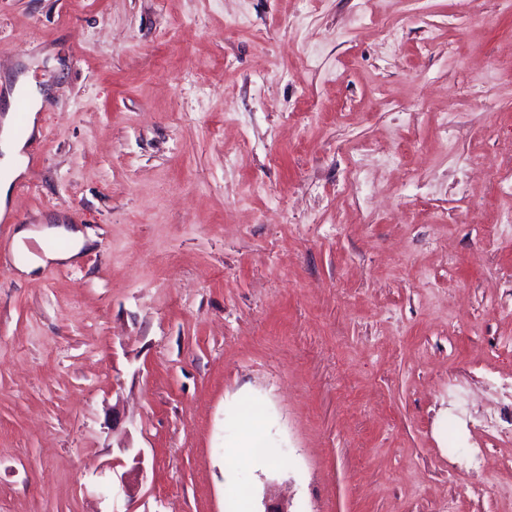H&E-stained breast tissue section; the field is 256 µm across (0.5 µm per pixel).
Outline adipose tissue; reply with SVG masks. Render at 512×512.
I'll use <instances>...</instances> for the list:
<instances>
[{"label": "adipose tissue", "mask_w": 512, "mask_h": 512, "mask_svg": "<svg viewBox=\"0 0 512 512\" xmlns=\"http://www.w3.org/2000/svg\"><path fill=\"white\" fill-rule=\"evenodd\" d=\"M25 139H19L13 132L11 117L0 120V212L4 211L10 199L13 182L23 173ZM36 240L42 245L41 254L30 255L28 261L19 264L20 273L30 276L50 262H66L74 259L86 246L87 240L77 226L57 224L45 227L42 231H34L25 227L18 228L14 236L15 249L26 247L27 240ZM62 239L66 248H51V241Z\"/></svg>", "instance_id": "ef3b65f1"}]
</instances>
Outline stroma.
<instances>
[{
  "label": "stroma",
  "mask_w": 512,
  "mask_h": 512,
  "mask_svg": "<svg viewBox=\"0 0 512 512\" xmlns=\"http://www.w3.org/2000/svg\"><path fill=\"white\" fill-rule=\"evenodd\" d=\"M21 77L0 261L94 242L0 270V512H512V0H0ZM14 94H24L31 104L28 118V130L24 138L14 135L11 112L2 121L0 131V212L4 211L10 200L13 182L24 172V148L27 140L38 134L37 114L42 102V94L20 78L14 86ZM2 153V158H1ZM42 231L37 232L23 226L18 227L14 236V250H26V240L35 239L41 247L42 255L29 253V259L25 263L16 265L17 270L31 276L41 267L50 262H66L74 259L86 246L87 240L78 226H65L76 224H49ZM65 240L68 245L64 249H53L47 246L49 241Z\"/></svg>",
  "instance_id": "1"
}]
</instances>
